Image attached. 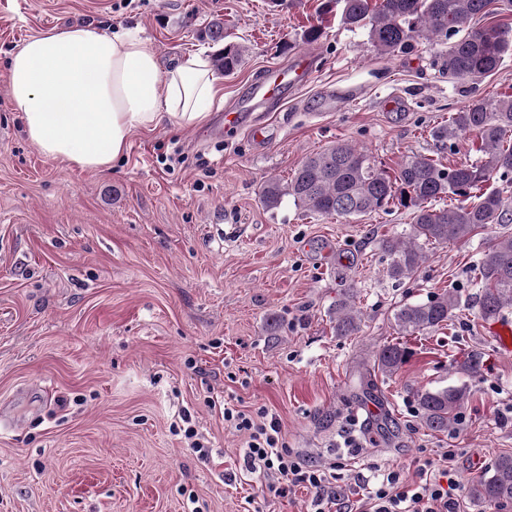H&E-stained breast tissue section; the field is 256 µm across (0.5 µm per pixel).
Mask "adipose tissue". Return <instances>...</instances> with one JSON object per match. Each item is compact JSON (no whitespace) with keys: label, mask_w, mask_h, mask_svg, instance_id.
Instances as JSON below:
<instances>
[{"label":"adipose tissue","mask_w":512,"mask_h":512,"mask_svg":"<svg viewBox=\"0 0 512 512\" xmlns=\"http://www.w3.org/2000/svg\"><path fill=\"white\" fill-rule=\"evenodd\" d=\"M10 98L27 139L48 158L103 171L136 130L201 126L219 93L207 54L162 69L131 31L75 24L31 36L10 57Z\"/></svg>","instance_id":"obj_1"}]
</instances>
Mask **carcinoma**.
Segmentation results:
<instances>
[{"label":"carcinoma","mask_w":512,"mask_h":512,"mask_svg":"<svg viewBox=\"0 0 512 512\" xmlns=\"http://www.w3.org/2000/svg\"><path fill=\"white\" fill-rule=\"evenodd\" d=\"M341 22L362 29L378 53L393 56L414 44L435 50L434 65L452 78L479 80L495 71L512 51V25L489 22L472 25L477 18L494 14L496 3L512 10V0H341ZM212 42H224L223 51L211 58L212 68L224 75L236 71L244 47L226 41L224 23L215 21L205 31ZM475 135V161L445 168L430 156L407 157L394 174L375 167L366 151L338 143L307 157L287 183L268 180L262 189L263 203L278 207L284 198L311 213L358 219L391 206L411 211L406 236H388L380 247L388 258V274L410 279L424 261L423 246L466 242L490 224L512 222V205L495 189L473 192L490 181L512 183V97L489 104L473 100L450 114L448 123L432 136L442 147L460 136ZM450 204H441L445 199ZM476 304L483 320L498 318L512 307V233H501L484 248L476 281ZM347 294L336 304V333L358 329L360 313ZM459 300L439 295L424 303L406 304L395 315L401 331L423 335L448 323ZM406 350L398 344L384 346L374 363L392 373L403 363ZM468 398L464 386L416 391L424 428L446 432L456 424L457 410ZM469 495L490 506L512 503V455L497 458L492 470L466 483Z\"/></svg>","instance_id":"cac0c4a2"}]
</instances>
